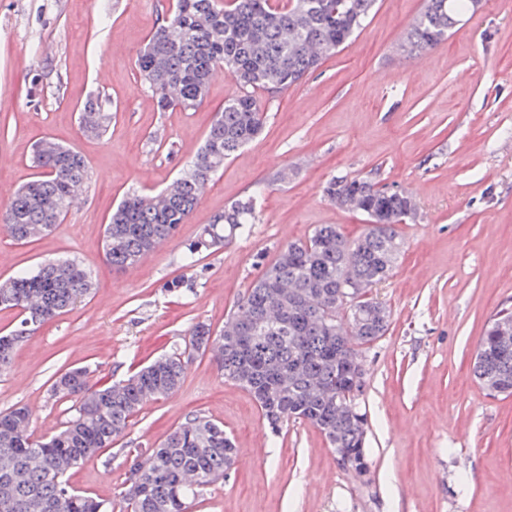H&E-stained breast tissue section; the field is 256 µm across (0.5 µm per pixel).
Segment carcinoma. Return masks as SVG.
<instances>
[{
    "mask_svg": "<svg viewBox=\"0 0 512 512\" xmlns=\"http://www.w3.org/2000/svg\"><path fill=\"white\" fill-rule=\"evenodd\" d=\"M377 0H172L149 35L136 66L161 112L196 109L214 72L222 68L238 92L224 100L197 153L161 191L132 188L105 226L106 255L117 268L134 266L171 238L195 209L202 187L224 161L255 140L267 119L260 93L299 85L362 30ZM473 0H423L405 30L401 49L410 58L440 47ZM112 113L97 99L81 112L85 132L106 134ZM37 173L0 211V228L16 241L43 235L61 223L75 203V189L89 169L75 148L40 141L32 156ZM337 207L366 217L370 226L347 239L334 224H321L306 239L282 247L276 259L237 302L242 314L224 321L219 334L198 322L190 331L195 351L215 350L224 378L248 391L273 433L284 423L317 427L334 449L354 454L350 466L367 465V420L350 393L356 384L355 345L388 329L380 303L360 294L336 319V298L348 282L368 290L386 280L403 248L397 225L414 217L417 204L405 191L367 179L334 177L324 188ZM261 189L235 202L205 225L183 260L224 245V234L256 223ZM89 273L74 260H57L35 272L0 282V307L21 320L0 336V371L33 327L87 298ZM496 321L481 337L473 362L477 383L493 396H512V349L500 356ZM180 355H162L126 379L99 386L82 368L67 370L51 385L72 414L50 438H37L25 406L0 412V512H112V505L68 485L67 472L112 447L146 401L164 397L181 382ZM237 449L224 428L202 415L188 417L161 444L131 456L123 512H187V500L227 477Z\"/></svg>",
    "mask_w": 512,
    "mask_h": 512,
    "instance_id": "carcinoma-1",
    "label": "carcinoma"
}]
</instances>
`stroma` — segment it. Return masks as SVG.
<instances>
[{
	"label": "stroma",
	"instance_id": "35a3bbf8",
	"mask_svg": "<svg viewBox=\"0 0 512 512\" xmlns=\"http://www.w3.org/2000/svg\"><path fill=\"white\" fill-rule=\"evenodd\" d=\"M170 2L0 0V207L32 179L40 139L80 151L91 175L50 234L22 243L0 233V280L71 258L94 283L89 298L18 344L0 373V411L29 407L35 435L49 436L68 416L50 392L60 371L82 367L104 385L178 353L180 387L145 402L112 448L71 470L73 489L120 507L134 449L203 414L250 460L188 512H512V397L487 395L472 373L485 326L512 309V0H484L445 44L404 67L401 36L421 0H379L351 43L267 99L262 133L225 162L164 246L117 269L103 248L113 207L129 188L169 184L237 91L220 69L196 111L157 110L136 61ZM91 98L116 115L100 139L77 120ZM287 167L288 182L276 181ZM335 176L410 192L418 206L399 227L393 273L372 290L388 329L358 348L363 477L309 423L272 434L213 354L189 348L191 325L222 329L281 247L321 224L351 239L364 230V216L325 198ZM261 182L250 232L185 266L186 244ZM177 275L193 287L175 296L165 284Z\"/></svg>",
	"mask_w": 512,
	"mask_h": 512
}]
</instances>
